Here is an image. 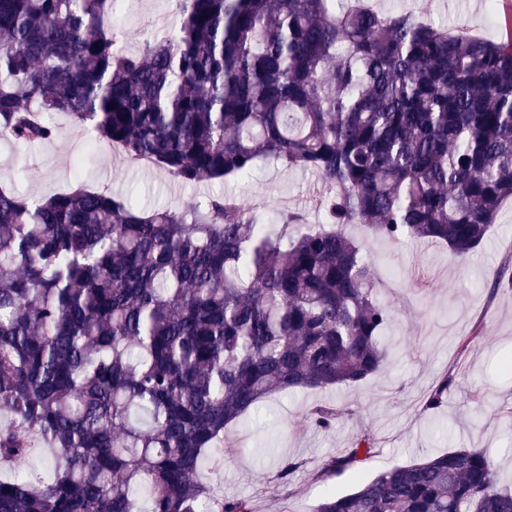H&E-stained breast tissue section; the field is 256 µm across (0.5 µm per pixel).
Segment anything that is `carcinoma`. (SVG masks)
I'll use <instances>...</instances> for the list:
<instances>
[{
  "label": "carcinoma",
  "instance_id": "obj_1",
  "mask_svg": "<svg viewBox=\"0 0 512 512\" xmlns=\"http://www.w3.org/2000/svg\"><path fill=\"white\" fill-rule=\"evenodd\" d=\"M339 2L178 0L174 37L128 54L102 22L113 0H0V137L51 141L62 113L184 184L266 160L335 189L313 228L228 197L146 212L0 189V512H253L201 478L227 426L387 363L392 311L344 226L459 260L491 231L512 198V33ZM33 437L58 449L47 478L27 467ZM372 451L362 437L323 473ZM314 512H512V489L462 448Z\"/></svg>",
  "mask_w": 512,
  "mask_h": 512
}]
</instances>
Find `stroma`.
I'll list each match as a JSON object with an SVG mask.
<instances>
[{"label":"stroma","instance_id":"1","mask_svg":"<svg viewBox=\"0 0 512 512\" xmlns=\"http://www.w3.org/2000/svg\"><path fill=\"white\" fill-rule=\"evenodd\" d=\"M385 14L406 11L454 30L495 40L501 31L487 0H370ZM118 45L136 53L156 41L154 23L179 26L177 0H116ZM57 137L15 145L0 139V186L31 199L78 186L132 198L141 208H181L190 201L231 197L267 218L279 212L318 223L326 189L300 168L258 162L246 180H206L185 185L155 167L117 160L92 131L73 128L55 114ZM348 234L373 266L376 296L393 321L382 333L388 365L359 385L272 394L256 414L229 426L224 464L204 470L216 495L249 498L254 512H312L328 491L346 493L378 472L451 449L482 447L512 481V202L500 209L484 242L468 258L453 259L447 247L418 241L400 245L349 225ZM451 382L441 406L424 410L443 377ZM333 409L326 429L309 418L311 409ZM375 443L372 456L341 477L328 479L325 464L360 438ZM288 460L298 469L288 481L277 473Z\"/></svg>","mask_w":512,"mask_h":512}]
</instances>
